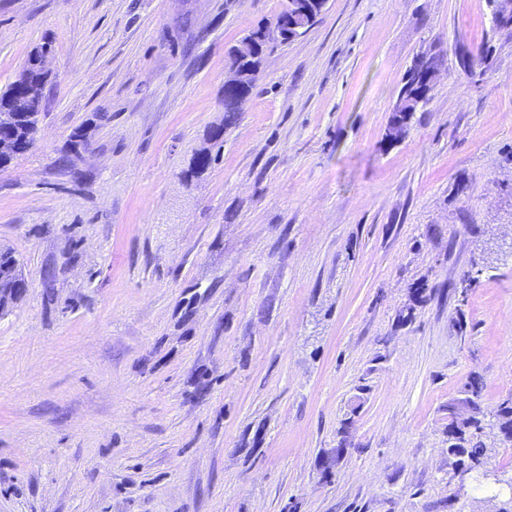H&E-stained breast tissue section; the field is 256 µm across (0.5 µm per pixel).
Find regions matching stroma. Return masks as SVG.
<instances>
[{
  "label": "stroma",
  "mask_w": 512,
  "mask_h": 512,
  "mask_svg": "<svg viewBox=\"0 0 512 512\" xmlns=\"http://www.w3.org/2000/svg\"><path fill=\"white\" fill-rule=\"evenodd\" d=\"M286 4L0 0V90L51 45L0 169V512H492L448 424L478 378L512 473V0H328L184 181ZM25 82L26 78L18 77L16 84L18 87H22ZM47 82L42 79L22 88L23 94L29 96L32 101L33 112H30L29 119L15 124L11 129L1 128V136L12 138L15 149L12 155L0 157V166L8 165L14 158L26 153L33 146L41 112L43 111L44 92ZM238 102L231 93H224V126L232 125L238 115ZM224 126L217 127L210 132L208 141L210 143L208 148H204L197 153L195 166L186 174V178L198 176L206 171L212 162L218 159L221 149L224 146ZM12 258L16 257L11 250H0V315L17 303L27 288V283L26 288H19V281L24 277L17 276V271L11 265Z\"/></svg>",
  "instance_id": "obj_1"
}]
</instances>
